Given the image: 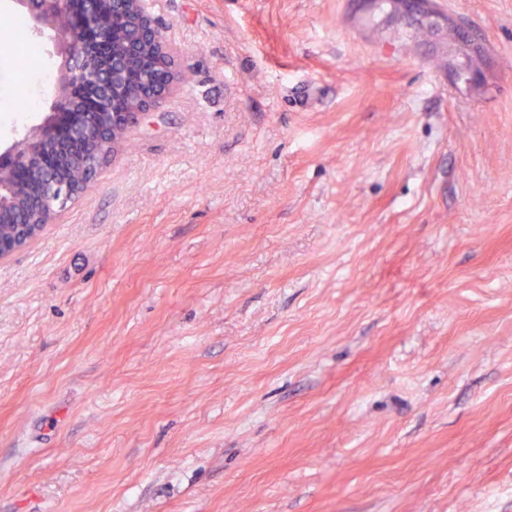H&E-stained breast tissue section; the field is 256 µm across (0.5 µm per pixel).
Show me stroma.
<instances>
[{
  "mask_svg": "<svg viewBox=\"0 0 512 512\" xmlns=\"http://www.w3.org/2000/svg\"><path fill=\"white\" fill-rule=\"evenodd\" d=\"M369 2L146 0L176 91L0 261V512H512V0Z\"/></svg>",
  "mask_w": 512,
  "mask_h": 512,
  "instance_id": "stroma-1",
  "label": "stroma"
}]
</instances>
